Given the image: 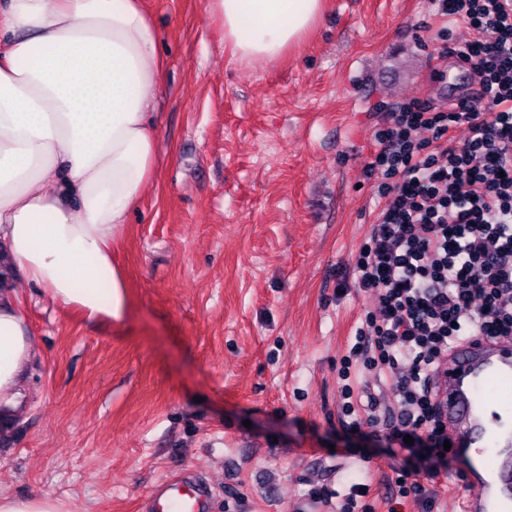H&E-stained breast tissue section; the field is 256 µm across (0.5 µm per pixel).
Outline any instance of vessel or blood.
I'll return each mask as SVG.
<instances>
[{"label":"vessel or blood","instance_id":"obj_1","mask_svg":"<svg viewBox=\"0 0 512 512\" xmlns=\"http://www.w3.org/2000/svg\"><path fill=\"white\" fill-rule=\"evenodd\" d=\"M438 400L454 456L463 465L459 512H499L512 504V341L475 337L456 347L436 374ZM212 490L185 470L156 486L150 512H207Z\"/></svg>","mask_w":512,"mask_h":512}]
</instances>
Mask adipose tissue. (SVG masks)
<instances>
[{
	"label": "adipose tissue",
	"mask_w": 512,
	"mask_h": 512,
	"mask_svg": "<svg viewBox=\"0 0 512 512\" xmlns=\"http://www.w3.org/2000/svg\"><path fill=\"white\" fill-rule=\"evenodd\" d=\"M325 0H206L237 60L279 61ZM139 0H0V252L45 297L91 322H122L112 256L154 179L151 94L164 78ZM37 356L26 318L0 293V411Z\"/></svg>",
	"instance_id": "adipose-tissue-1"
}]
</instances>
